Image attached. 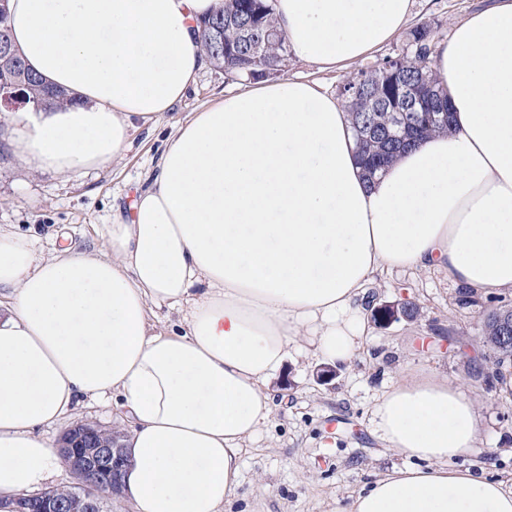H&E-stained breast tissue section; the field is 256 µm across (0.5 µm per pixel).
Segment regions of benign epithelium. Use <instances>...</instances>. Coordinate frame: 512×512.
I'll return each instance as SVG.
<instances>
[{"mask_svg": "<svg viewBox=\"0 0 512 512\" xmlns=\"http://www.w3.org/2000/svg\"><path fill=\"white\" fill-rule=\"evenodd\" d=\"M403 302L377 307V322L385 325L405 316ZM120 433L110 440H100L97 427L82 423L69 430L62 439L60 455L64 467L75 475L77 492L61 500L44 492L32 495L0 496V512H102L103 505L121 495L124 449Z\"/></svg>", "mask_w": 512, "mask_h": 512, "instance_id": "7a95c632", "label": "benign epithelium"}]
</instances>
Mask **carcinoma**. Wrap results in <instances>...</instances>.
Here are the masks:
<instances>
[{"mask_svg":"<svg viewBox=\"0 0 512 512\" xmlns=\"http://www.w3.org/2000/svg\"><path fill=\"white\" fill-rule=\"evenodd\" d=\"M222 17L224 52L216 50L208 33H202L201 46L216 67L224 68L239 80L256 81L288 65V40L275 22L270 0H228ZM432 41L429 27H415L401 65L385 57L363 73L364 80L355 90L347 86L341 91L351 114L361 160L370 177L397 153L423 142L433 133L449 129L451 119H432V115L448 111L447 93L432 85ZM16 58L20 61L17 71H0V94L16 87L14 101L26 106L46 100L53 106L68 102L65 91L46 86L26 66L21 55ZM382 112L405 115L404 141L391 143L384 136L376 124ZM510 321L512 308L505 305L485 315V342L491 351L490 358L499 365L512 363V341L500 340L503 325Z\"/></svg>","mask_w":512,"mask_h":512,"instance_id":"obj_1","label":"carcinoma"}]
</instances>
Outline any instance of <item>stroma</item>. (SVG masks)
Listing matches in <instances>:
<instances>
[{
  "mask_svg": "<svg viewBox=\"0 0 512 512\" xmlns=\"http://www.w3.org/2000/svg\"><path fill=\"white\" fill-rule=\"evenodd\" d=\"M490 2L412 0L409 24L428 25L434 42L446 44L458 21ZM370 66L366 60L335 70L292 59L278 76L314 80L335 95L347 78ZM239 86L221 69L205 64L172 112L134 121L120 161L68 176L26 169L8 147L13 115L0 112V225H16L45 250L64 239L82 251L102 248L113 208H127L178 122ZM367 293L377 305L414 302L419 313L411 320L371 325L363 348L350 363L337 367L330 381L318 380L321 365L315 359L289 360L269 389L274 407L270 422L242 450V483L230 512H348L365 483L404 464L372 421L377 402L402 376L444 378L462 387L477 405L480 435L474 451L453 464L512 487V393L502 394L498 381L486 379L493 366L482 317L483 308L512 306V291L463 308L457 303V287L443 274L395 270L370 284ZM85 421L106 429L119 425L115 406L85 400L40 433L53 439Z\"/></svg>",
  "mask_w": 512,
  "mask_h": 512,
  "instance_id": "35a3bbf8",
  "label": "stroma"
}]
</instances>
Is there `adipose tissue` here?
Here are the masks:
<instances>
[{
  "label": "adipose tissue",
  "instance_id": "adipose-tissue-1",
  "mask_svg": "<svg viewBox=\"0 0 512 512\" xmlns=\"http://www.w3.org/2000/svg\"><path fill=\"white\" fill-rule=\"evenodd\" d=\"M296 59L343 69L406 27L411 0H274ZM224 0H9L28 66L71 104L31 111L13 138L35 172L119 159L133 120L172 111L201 68V22ZM432 69L450 131L375 178L348 112L314 81L260 80L179 123L104 248L38 252L0 227V494L61 468L38 435L80 400L115 398L132 423L133 512H223L241 451L270 419L291 354L347 363L365 342V287L436 269L480 294L512 290V0L458 23ZM183 311L151 326L152 307ZM407 466L351 512H512L503 482L451 467L478 410L445 380L398 378L374 411Z\"/></svg>",
  "mask_w": 512,
  "mask_h": 512
}]
</instances>
